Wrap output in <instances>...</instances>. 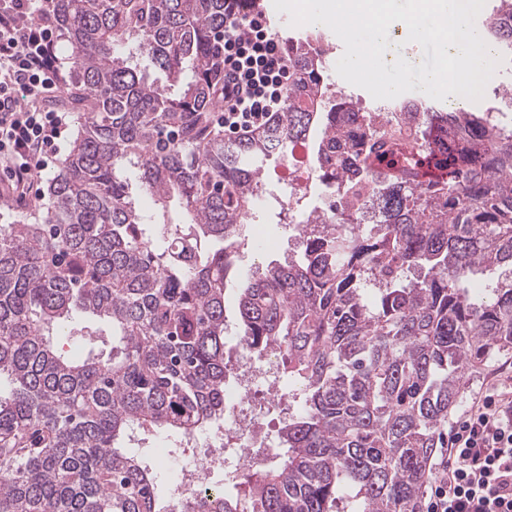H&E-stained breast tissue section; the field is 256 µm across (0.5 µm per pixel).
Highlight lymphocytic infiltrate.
Segmentation results:
<instances>
[{"instance_id":"f902f5d3","label":"lymphocytic infiltrate","mask_w":512,"mask_h":512,"mask_svg":"<svg viewBox=\"0 0 512 512\" xmlns=\"http://www.w3.org/2000/svg\"><path fill=\"white\" fill-rule=\"evenodd\" d=\"M58 29L42 0H0V198L24 209L42 199L37 184L61 153L69 112L54 49ZM224 72L216 122L245 139L282 110L291 68L264 16L228 13L217 39ZM426 512H512V377L497 378L456 422L431 467Z\"/></svg>"}]
</instances>
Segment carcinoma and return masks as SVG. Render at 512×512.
I'll list each match as a JSON object with an SVG mask.
<instances>
[{
    "label": "carcinoma",
    "instance_id": "carcinoma-1",
    "mask_svg": "<svg viewBox=\"0 0 512 512\" xmlns=\"http://www.w3.org/2000/svg\"><path fill=\"white\" fill-rule=\"evenodd\" d=\"M52 3L78 132L42 221L0 224V512H423L466 384L512 353V126L424 105L380 132L299 36L278 119L226 141L208 124L214 37L259 0ZM482 34L512 55V0ZM450 121L460 156L378 173L382 139L426 143ZM311 140L331 207L303 214L301 255L256 267L237 303L242 350L288 381L281 448L235 495L162 507L164 464L125 440L224 419V292L267 163ZM76 312L109 325L108 354L57 346Z\"/></svg>",
    "mask_w": 512,
    "mask_h": 512
}]
</instances>
